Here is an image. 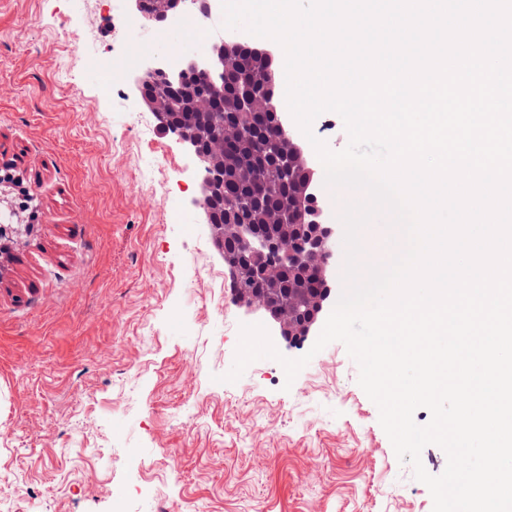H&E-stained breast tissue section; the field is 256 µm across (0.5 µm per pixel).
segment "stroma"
Returning a JSON list of instances; mask_svg holds the SVG:
<instances>
[{
  "label": "stroma",
  "instance_id": "1",
  "mask_svg": "<svg viewBox=\"0 0 512 512\" xmlns=\"http://www.w3.org/2000/svg\"><path fill=\"white\" fill-rule=\"evenodd\" d=\"M99 0H0V167L33 214L0 254V512H433L342 342L294 347L239 305L196 201L194 156L133 75L196 54L188 29ZM119 57L115 91L93 53ZM349 138L331 111L305 137ZM309 356L232 367L244 324Z\"/></svg>",
  "mask_w": 512,
  "mask_h": 512
}]
</instances>
